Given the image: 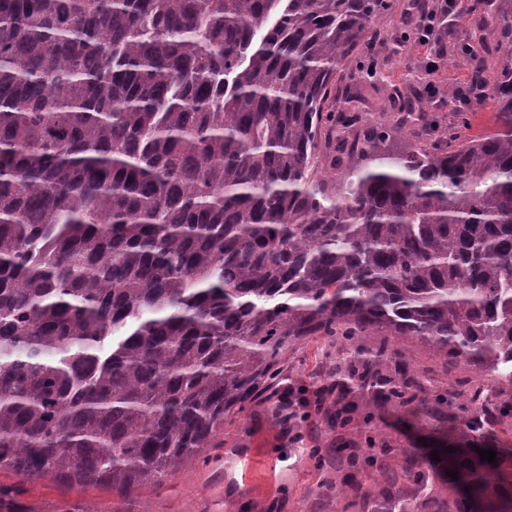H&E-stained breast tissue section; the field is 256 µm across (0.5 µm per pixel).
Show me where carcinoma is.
Instances as JSON below:
<instances>
[{"label": "carcinoma", "mask_w": 512, "mask_h": 512, "mask_svg": "<svg viewBox=\"0 0 512 512\" xmlns=\"http://www.w3.org/2000/svg\"><path fill=\"white\" fill-rule=\"evenodd\" d=\"M393 5L0 0V503L161 487L311 339L341 357L321 403L512 433V50L471 73L491 135L396 85L398 121L346 112ZM409 341L470 376L441 390ZM439 455L448 512H484L497 465ZM406 476L433 490L425 461ZM61 498V490L52 483L38 481L27 484L26 492L16 497L13 503H4L0 512H54L55 504Z\"/></svg>", "instance_id": "cac0c4a2"}]
</instances>
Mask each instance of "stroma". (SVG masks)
Listing matches in <instances>:
<instances>
[{
  "instance_id": "1",
  "label": "stroma",
  "mask_w": 512,
  "mask_h": 512,
  "mask_svg": "<svg viewBox=\"0 0 512 512\" xmlns=\"http://www.w3.org/2000/svg\"><path fill=\"white\" fill-rule=\"evenodd\" d=\"M413 0H394L393 10L378 24V35L367 47L349 57L355 66L366 57L377 58L389 84H402L407 74L424 75L423 54L410 33ZM470 68L460 61L457 68L441 70L434 81L436 92L425 104L435 116L454 110L457 99L467 93ZM349 401L355 411L349 425L327 429L323 412L312 415L311 425H300L305 438L289 442L273 412V402L249 404L234 423L225 425L208 449L207 460L188 462L182 473L162 487H144L138 497L124 501L106 491L70 493L79 508L96 506L98 512H360L363 492L386 485L385 475L400 471L420 456V438L443 445L457 439L447 415L420 412L412 416L375 405L370 394L354 393ZM373 413L379 429L377 445L386 446L376 466L350 469L338 454L341 443L364 448L363 416ZM320 449L329 460L318 467L309 458L310 449ZM60 489L36 482L14 502L0 505V512H54Z\"/></svg>"
}]
</instances>
